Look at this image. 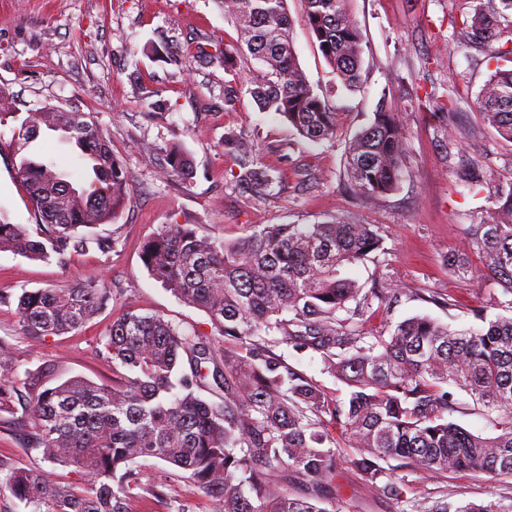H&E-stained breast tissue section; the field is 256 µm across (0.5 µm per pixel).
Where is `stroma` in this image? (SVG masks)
Wrapping results in <instances>:
<instances>
[{
  "label": "stroma",
  "instance_id": "stroma-1",
  "mask_svg": "<svg viewBox=\"0 0 512 512\" xmlns=\"http://www.w3.org/2000/svg\"><path fill=\"white\" fill-rule=\"evenodd\" d=\"M480 2L352 0L363 36L365 86L354 94L318 51L304 24L303 0H287L297 60L337 113L335 137L311 142L274 113L259 111L249 94H242L235 110H225L228 76L222 59L187 66L198 51L238 42L217 0H0V95L22 115L45 104L91 113L132 176L122 212L97 227L117 241L110 257L90 253L43 262L0 252V338L13 345L18 372L51 360L69 374L111 380L112 370L100 356L103 336L112 320L129 310L162 314L189 333L213 334L209 316L179 301L142 263L141 244L165 224H195L225 240L245 237L265 224H316L340 215L376 225L381 249L348 273L363 292L394 284L398 293L389 307L376 309L363 322L361 329L369 336L388 335L391 325L413 316L468 328L479 326L475 313L480 309L490 318L512 315V299L500 285L477 273L458 276L446 265L448 253L462 251L473 268H480L464 226L487 203L462 187L455 164L442 160L435 138L436 105L427 97L431 91L453 96L448 120L461 130L464 154L481 168L487 187L512 179V144L483 128L471 109L481 86L496 68L512 67V59L472 53L451 25ZM385 89L407 129L401 178L389 195L357 197L341 186L345 146L372 121ZM230 134L253 141L260 162L279 171L280 180L267 195L254 196L237 185L239 168L224 148ZM172 144L191 156L192 178L159 177L161 150ZM33 151L52 159L73 183L82 181L85 160L58 134L42 132ZM0 210L11 222L35 229L4 142ZM88 279L111 296L83 327L41 340L23 334L13 303L21 289ZM260 346L328 397L346 399L347 386L325 370L318 355L269 338ZM329 431L337 445L336 512H405L406 503L385 497L356 468L357 451L348 447L342 426L330 425ZM43 465L40 453L28 448L23 430L0 420V466ZM382 468L387 479L405 483L412 498L453 505L512 504V477L457 473L429 479L392 459ZM143 469L148 479L168 483L172 505L205 512V496L175 477L173 467L151 459Z\"/></svg>",
  "mask_w": 512,
  "mask_h": 512
}]
</instances>
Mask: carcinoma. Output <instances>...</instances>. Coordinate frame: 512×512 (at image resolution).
Segmentation results:
<instances>
[{
	"mask_svg": "<svg viewBox=\"0 0 512 512\" xmlns=\"http://www.w3.org/2000/svg\"><path fill=\"white\" fill-rule=\"evenodd\" d=\"M286 2L219 0L240 35L236 49L220 52L224 72L235 74L241 60H255L259 68L247 93L258 108L279 115L304 139L329 140L336 135V112L296 60ZM304 2L306 25L325 62L347 90H361L362 35L350 0ZM452 24L465 45L512 56V0H487ZM476 107L482 125L512 143V68L496 69ZM444 109L443 102L436 142L443 158L452 160L459 146ZM43 130L62 133L87 160L81 185L31 153ZM224 142L233 150L240 182L258 195L272 188L277 176L259 162L252 142L234 135ZM9 147L37 227L32 233L0 211V251L30 260L109 256L116 240L88 229L114 221L132 179L91 114L55 105L34 109L12 127ZM406 150L397 113L379 105L347 145L344 187L355 196L390 194ZM165 153V178L192 177V160L182 148L172 145ZM460 180L472 190L482 184V171L471 165ZM487 198L490 219L469 225L467 235L482 252L483 273L512 295V179ZM379 244L374 225L344 217L264 224L233 241L204 234L195 224L163 225L142 244L144 266L180 300L204 311L221 337L236 340L238 352L223 356L211 337L192 336L161 314L127 311L103 337L112 383L66 377L52 363L20 380L12 345L0 339V413H14L15 398L25 390L31 448L52 465L88 476L87 489L79 492L53 469L12 470L5 478L12 496L30 512H132L131 502L139 498L167 509L166 482L146 479L138 466L154 458L182 472L207 497L208 512H329L322 503L336 473L330 420L342 424L359 452L356 467L373 482L384 476L380 462L388 459L430 477L512 476V317L482 316L484 327L451 330L415 316L397 323L387 338L367 339L355 318L370 313L374 299L386 304L396 289L362 297L346 268ZM446 262L454 273L471 272L463 252L448 254ZM106 298L87 280L23 289L15 303L23 333L45 338L79 329ZM343 312L348 317H340ZM272 333L297 350L319 354L324 369L350 388L347 403L328 398L252 343ZM184 358L190 371L182 373ZM209 378L224 393L220 403L195 394ZM452 386L495 415L496 435L475 434L445 418L454 405ZM279 480L306 484L307 496H271ZM255 498L266 504L254 505ZM412 512H512V506L490 501L452 507L424 498L412 500Z\"/></svg>",
	"mask_w": 512,
	"mask_h": 512,
	"instance_id": "obj_1",
	"label": "carcinoma"
}]
</instances>
